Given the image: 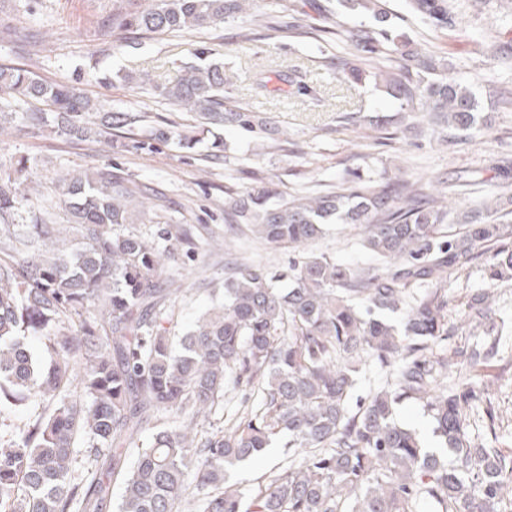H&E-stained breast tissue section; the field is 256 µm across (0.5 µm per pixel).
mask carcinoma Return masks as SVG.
I'll use <instances>...</instances> for the list:
<instances>
[{
  "label": "carcinoma",
  "mask_w": 512,
  "mask_h": 512,
  "mask_svg": "<svg viewBox=\"0 0 512 512\" xmlns=\"http://www.w3.org/2000/svg\"><path fill=\"white\" fill-rule=\"evenodd\" d=\"M248 0H120L112 26L136 38L203 30L228 21L288 32L267 14L246 18ZM372 23L323 30L352 50L337 59L339 78L359 82L373 71L400 106L432 117L433 133L453 145L472 129L478 103L434 54L397 34L383 0H339ZM410 16L436 31L458 24L454 0H403ZM224 64L184 66L175 82L154 85L170 105L212 126L255 133L267 121L227 88ZM46 102L23 124L66 140L100 138L136 117L103 112L74 88L0 65V95ZM156 138L191 150L197 139L175 124ZM26 160L0 176V416L41 407L21 427L0 421V512H111L112 476L121 477L117 512H500L512 487V457L477 444L465 414L490 402L471 377L450 382L448 275L469 268L478 248L493 249L488 277L512 282V195L473 209L452 230L442 198L420 179L364 181L352 172L316 194H288L259 170L253 184L224 190V215L261 241L296 251L328 224H356L362 246L380 264H342L324 253L286 272L235 261L224 301L173 344L164 326L174 278L160 247L127 229L152 221L143 190L110 170L61 178L79 237L60 243L41 217L14 223ZM399 313L395 325L382 313ZM464 316L486 335L490 295L468 301ZM43 340L44 357L30 349ZM494 344L459 352L471 367ZM375 363L385 379L354 397L360 373ZM257 391L229 427L196 440L200 416L224 406L242 385ZM402 399L421 402L452 454L448 463L421 446L395 416ZM162 428L147 439L150 420ZM276 441L288 461L255 488L228 483V468ZM83 460L79 474L72 464Z\"/></svg>",
  "instance_id": "1"
}]
</instances>
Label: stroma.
I'll list each match as a JSON object with an SVG mask.
<instances>
[{
  "label": "stroma",
  "instance_id": "35a3bbf8",
  "mask_svg": "<svg viewBox=\"0 0 512 512\" xmlns=\"http://www.w3.org/2000/svg\"><path fill=\"white\" fill-rule=\"evenodd\" d=\"M113 0H0V64L26 68L42 79L76 88L112 112H130L140 120L121 130L112 144L100 140H65L22 125L0 126V170L27 159L29 170L20 187L15 221L30 223L40 214L54 224H67L58 179L71 171L106 168L158 193L161 205L146 236L163 229L188 230L193 258L176 257L171 271L180 285L167 328L181 334L224 296L227 259L253 257L270 269L284 270L291 252L259 242L246 230L228 231L224 222V189L250 184L252 169H262L275 187L288 193H314L358 170L363 178L379 180L404 171L423 180H448L454 196L453 217L496 199L501 188L512 189V109L496 102L512 91V71L501 67L494 52L512 44V0H488L477 13L471 0H456L459 24L440 32L408 15L402 0H386L397 31L418 47L441 57L449 73L476 93L482 106L467 140L450 146L437 141L428 121L403 109L373 77L348 86L336 77V42L312 35L324 16H339L352 26L359 19L340 14L337 0H256V11L275 20L308 27V34L256 38L240 43L241 22L214 29L151 35L135 40L112 32ZM500 19L489 27L485 16ZM222 62L232 76L239 98L268 117L283 142L273 146L265 135L222 127L226 147L212 156L209 141L191 152L177 151L158 141L155 129L176 121L194 124L192 114L174 109L153 93L145 75L177 79L185 64ZM272 65L281 73L267 93L252 91L255 66ZM129 81L117 79V72ZM392 139H385V132ZM467 185H458L459 176ZM361 231L351 224L328 225L322 239L309 247L342 263L368 265L374 258L361 245ZM491 254L479 250L469 270L450 275L445 356L466 347L475 330L463 311L472 295L486 292L496 318L512 319V287H492L488 278ZM489 404L473 406L472 434L476 442L497 441L512 455V333L503 334L496 355L479 367ZM399 421L416 431L422 444L441 452L435 423L421 403L406 399L396 409Z\"/></svg>",
  "mask_w": 512,
  "mask_h": 512
}]
</instances>
